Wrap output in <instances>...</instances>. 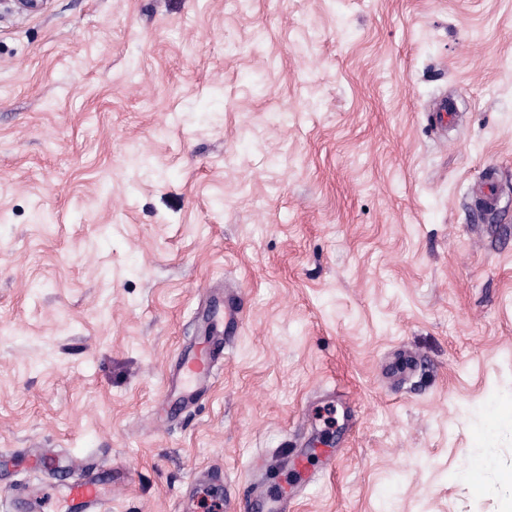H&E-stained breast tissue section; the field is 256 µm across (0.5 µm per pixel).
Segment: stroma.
Segmentation results:
<instances>
[{"instance_id": "35a3bbf8", "label": "stroma", "mask_w": 512, "mask_h": 512, "mask_svg": "<svg viewBox=\"0 0 512 512\" xmlns=\"http://www.w3.org/2000/svg\"><path fill=\"white\" fill-rule=\"evenodd\" d=\"M319 438L294 512L512 502V0H0V512L34 454L209 512ZM224 336H216L208 353L187 356L181 360L178 373L173 377L170 386L181 387L186 395H193L191 389L201 381H210L213 376L215 361L224 352Z\"/></svg>"}]
</instances>
